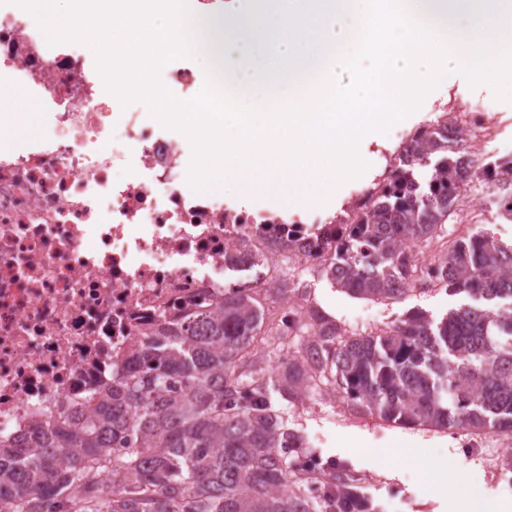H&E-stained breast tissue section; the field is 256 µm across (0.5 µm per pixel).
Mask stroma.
<instances>
[{
	"mask_svg": "<svg viewBox=\"0 0 512 512\" xmlns=\"http://www.w3.org/2000/svg\"><path fill=\"white\" fill-rule=\"evenodd\" d=\"M475 103L487 108L492 124L489 137L481 141L483 162L512 157V102L498 100L490 85L473 86L459 75L448 85L430 91L415 111L367 143L363 179L382 172L383 154L394 151L397 131L435 124ZM479 230L504 243L512 242V222L499 216L491 188L477 179L463 191L443 231L427 248L444 252ZM287 277L305 288L315 309L350 326L357 336L390 330L414 311L439 319L466 302L464 295L449 294L439 285L419 287L392 300L364 299L335 286L309 265L288 270ZM285 413L289 428L304 437L322 464L346 467L357 479L371 497L373 512H466L473 495L512 501V459L507 456L512 436L488 431L478 446L469 448L463 430L385 422L351 411L342 397L319 392L286 405ZM377 448L392 455V464L374 466L373 451ZM411 448L422 449L433 462L453 463L455 473L439 492H431L417 463L408 456Z\"/></svg>",
	"mask_w": 512,
	"mask_h": 512,
	"instance_id": "1",
	"label": "stroma"
}]
</instances>
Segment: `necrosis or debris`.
I'll return each mask as SVG.
<instances>
[{"label":"necrosis or debris","instance_id":"4bbe7bcc","mask_svg":"<svg viewBox=\"0 0 512 512\" xmlns=\"http://www.w3.org/2000/svg\"><path fill=\"white\" fill-rule=\"evenodd\" d=\"M0 84L37 101L46 134L0 137V439L87 401L122 366L140 328L224 295V255L252 272L328 264L343 229L392 177L318 220L226 203L184 180L191 142L113 99L76 42L49 45L34 16L0 0ZM268 333L317 342L302 291Z\"/></svg>","mask_w":512,"mask_h":512}]
</instances>
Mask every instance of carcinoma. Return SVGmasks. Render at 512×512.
<instances>
[{
	"label": "carcinoma",
	"mask_w": 512,
	"mask_h": 512,
	"mask_svg": "<svg viewBox=\"0 0 512 512\" xmlns=\"http://www.w3.org/2000/svg\"><path fill=\"white\" fill-rule=\"evenodd\" d=\"M466 142L431 134L404 148V166L371 215L349 229L324 275L365 299H392L411 276L402 249L443 230L458 195ZM512 197V159L482 167ZM429 278L472 303L436 323L414 314L378 336L326 334L308 381L289 360L267 370L245 360L260 333L263 297L246 287L148 327L129 364L112 373L66 427L26 443L0 441V497L8 512H338L353 488L336 471L324 496L288 458L300 443L280 401L330 384L353 410L402 425L512 433V244L477 232ZM112 484V492L105 491Z\"/></svg>",
	"instance_id": "obj_1"
}]
</instances>
